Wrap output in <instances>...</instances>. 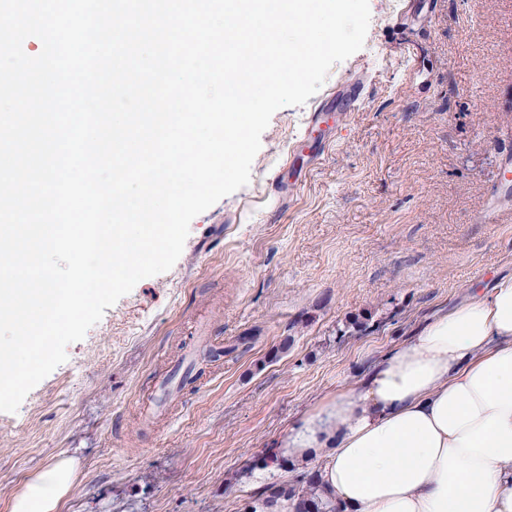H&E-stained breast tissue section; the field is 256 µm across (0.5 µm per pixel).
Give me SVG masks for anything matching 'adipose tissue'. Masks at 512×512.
I'll list each match as a JSON object with an SVG mask.
<instances>
[{
    "label": "adipose tissue",
    "instance_id": "adipose-tissue-1",
    "mask_svg": "<svg viewBox=\"0 0 512 512\" xmlns=\"http://www.w3.org/2000/svg\"><path fill=\"white\" fill-rule=\"evenodd\" d=\"M277 448L318 458L341 512H512V277L428 323ZM74 472L70 459L43 470L11 512H58Z\"/></svg>",
    "mask_w": 512,
    "mask_h": 512
}]
</instances>
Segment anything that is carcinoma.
Returning <instances> with one entry per match:
<instances>
[{"instance_id": "cac0c4a2", "label": "carcinoma", "mask_w": 512, "mask_h": 512, "mask_svg": "<svg viewBox=\"0 0 512 512\" xmlns=\"http://www.w3.org/2000/svg\"><path fill=\"white\" fill-rule=\"evenodd\" d=\"M271 463L280 470L293 472V478L269 484L261 497L286 498L295 503L293 512H336V504L321 489L319 470L286 459L273 458Z\"/></svg>"}]
</instances>
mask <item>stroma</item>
<instances>
[{
  "mask_svg": "<svg viewBox=\"0 0 512 512\" xmlns=\"http://www.w3.org/2000/svg\"><path fill=\"white\" fill-rule=\"evenodd\" d=\"M369 7L363 48L304 105L273 114L249 183L192 220L175 265L107 308L17 412H0V512L69 458L59 512H244L288 480L245 468L297 419L512 277V193L496 180L512 157V0ZM354 74L363 103L329 104ZM493 202L510 216L483 223ZM358 316L366 331L348 333ZM200 336L234 351L166 414L143 416Z\"/></svg>",
  "mask_w": 512,
  "mask_h": 512,
  "instance_id": "1",
  "label": "stroma"
}]
</instances>
